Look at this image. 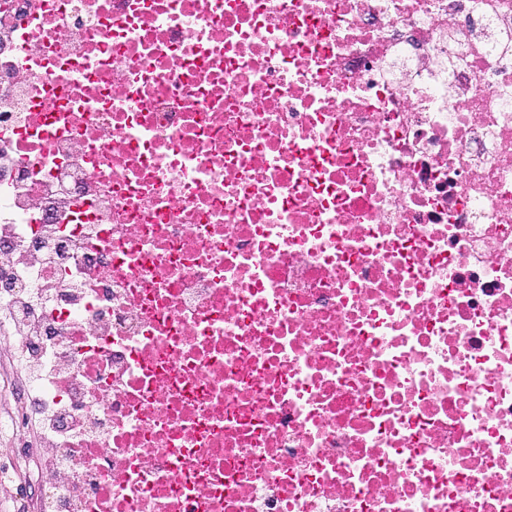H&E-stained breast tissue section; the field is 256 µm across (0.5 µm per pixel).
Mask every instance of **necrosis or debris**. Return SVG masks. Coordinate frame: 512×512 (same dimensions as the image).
Returning <instances> with one entry per match:
<instances>
[{
	"mask_svg": "<svg viewBox=\"0 0 512 512\" xmlns=\"http://www.w3.org/2000/svg\"><path fill=\"white\" fill-rule=\"evenodd\" d=\"M20 340L37 512H512V0H0Z\"/></svg>",
	"mask_w": 512,
	"mask_h": 512,
	"instance_id": "necrosis-or-debris-1",
	"label": "necrosis or debris"
}]
</instances>
